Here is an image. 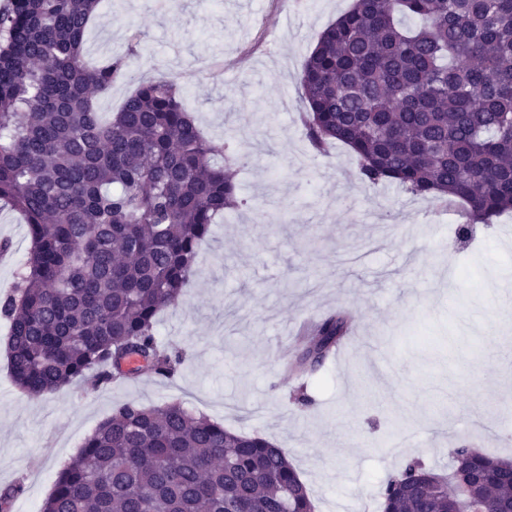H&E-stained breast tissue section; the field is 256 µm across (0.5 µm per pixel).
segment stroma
I'll return each instance as SVG.
<instances>
[{"instance_id":"1","label":"stroma","mask_w":512,"mask_h":512,"mask_svg":"<svg viewBox=\"0 0 512 512\" xmlns=\"http://www.w3.org/2000/svg\"><path fill=\"white\" fill-rule=\"evenodd\" d=\"M352 0H112L89 24L84 59L126 65L96 95L110 119L145 82L190 83L182 102L232 162L240 204L211 225L197 275L162 312L170 379L103 387L76 380L32 397L0 353V490L23 483L11 512H39L58 471L113 409L183 406L286 448L315 512H373L387 475L416 458L444 474L454 447L512 458V246L495 226L468 240L459 200L363 182L345 146L304 134V64ZM0 294L30 239L0 210ZM354 317L344 359L286 374L302 322Z\"/></svg>"}]
</instances>
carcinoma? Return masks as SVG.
Listing matches in <instances>:
<instances>
[{"mask_svg":"<svg viewBox=\"0 0 512 512\" xmlns=\"http://www.w3.org/2000/svg\"><path fill=\"white\" fill-rule=\"evenodd\" d=\"M101 0L0 3V202L31 247L0 299L15 386L46 396L90 376L172 377L161 310L197 273L210 225L238 206L224 151L200 133L177 84H142L102 121L94 94L123 59L82 52ZM415 18L409 28L403 20ZM306 137L349 148L363 181L465 202L466 223L512 211V0H353L301 76ZM353 316L316 323L291 367L315 371ZM455 486L512 510V461L461 446ZM445 476L411 459L381 512H457ZM41 512H313L288 451L179 403L117 406L59 473Z\"/></svg>","mask_w":512,"mask_h":512,"instance_id":"obj_1","label":"carcinoma"}]
</instances>
